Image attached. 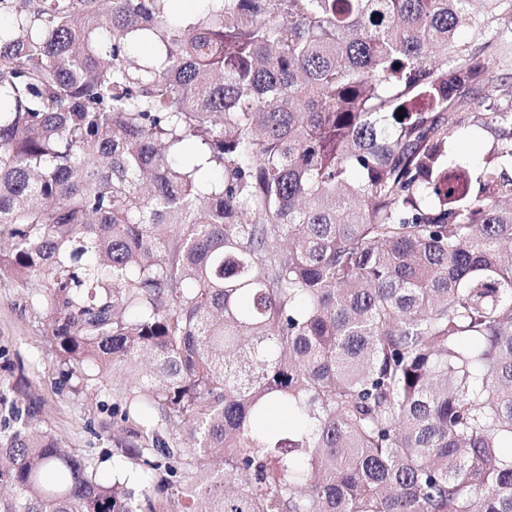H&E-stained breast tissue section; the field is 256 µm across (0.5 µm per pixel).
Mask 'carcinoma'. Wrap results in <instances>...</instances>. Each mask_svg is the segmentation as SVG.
Returning a JSON list of instances; mask_svg holds the SVG:
<instances>
[{"label":"carcinoma","instance_id":"1","mask_svg":"<svg viewBox=\"0 0 512 512\" xmlns=\"http://www.w3.org/2000/svg\"><path fill=\"white\" fill-rule=\"evenodd\" d=\"M181 2L0 0V277L194 480L25 422L0 512H512V0ZM501 133L494 125L477 128L468 124V127L466 125L456 137L449 140L448 151L454 159L475 173L485 165L491 150L497 148Z\"/></svg>","mask_w":512,"mask_h":512}]
</instances>
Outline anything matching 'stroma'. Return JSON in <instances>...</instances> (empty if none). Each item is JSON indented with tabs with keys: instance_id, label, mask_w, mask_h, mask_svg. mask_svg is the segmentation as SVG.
<instances>
[{
	"instance_id": "35a3bbf8",
	"label": "stroma",
	"mask_w": 512,
	"mask_h": 512,
	"mask_svg": "<svg viewBox=\"0 0 512 512\" xmlns=\"http://www.w3.org/2000/svg\"><path fill=\"white\" fill-rule=\"evenodd\" d=\"M499 128L468 126L450 139L451 156L470 170L482 168L500 139ZM30 288L19 279L0 278V384H21L13 403L0 406V438L11 435L23 417L52 434L69 452L98 465V476L112 479L110 454L121 423L120 387L108 384L78 394L66 384L62 368L43 334V314L31 307Z\"/></svg>"
}]
</instances>
